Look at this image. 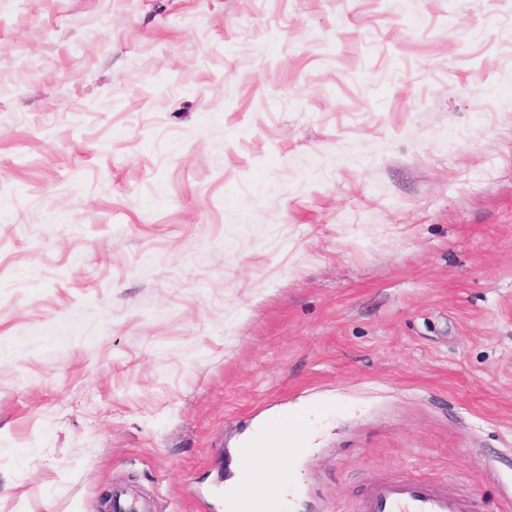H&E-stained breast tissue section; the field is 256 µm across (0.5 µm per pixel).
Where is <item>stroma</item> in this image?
Here are the masks:
<instances>
[{
	"label": "stroma",
	"instance_id": "stroma-1",
	"mask_svg": "<svg viewBox=\"0 0 512 512\" xmlns=\"http://www.w3.org/2000/svg\"><path fill=\"white\" fill-rule=\"evenodd\" d=\"M512 512V0H0V512ZM265 424L256 427L244 439V443L251 450L252 459V477L255 487V502L252 507L263 511L280 510L284 503H288V471L277 463L278 455L282 452L297 455L306 450L311 444V435L301 432L294 436L288 428H283L281 432L269 433L265 431ZM261 437L262 444L259 447L251 446L254 438ZM251 459L248 452L244 449L241 454V469L247 471L251 465ZM277 463V464H276ZM276 464V465H275ZM278 468L280 474L279 493L274 497H269L264 489V482L267 477L269 485H278L274 473L268 475L272 466ZM268 475V476H267ZM356 512H483L474 497L448 485L377 476L357 499Z\"/></svg>",
	"mask_w": 512,
	"mask_h": 512
}]
</instances>
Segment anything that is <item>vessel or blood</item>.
Instances as JSON below:
<instances>
[{"label": "vessel or blood", "mask_w": 512, "mask_h": 512, "mask_svg": "<svg viewBox=\"0 0 512 512\" xmlns=\"http://www.w3.org/2000/svg\"><path fill=\"white\" fill-rule=\"evenodd\" d=\"M356 512H481V507L444 484L377 476L359 496Z\"/></svg>", "instance_id": "1"}]
</instances>
